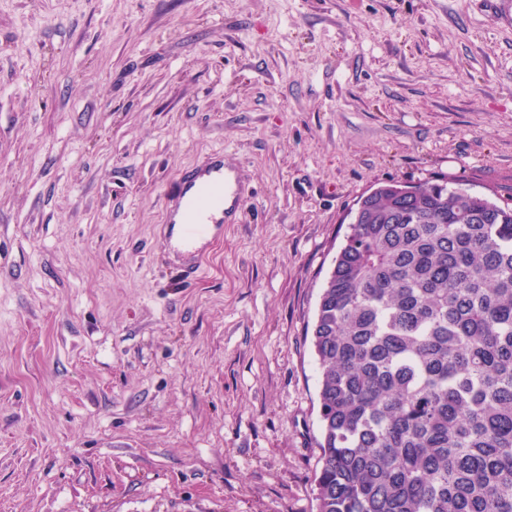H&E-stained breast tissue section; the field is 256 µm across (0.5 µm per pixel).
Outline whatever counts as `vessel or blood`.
<instances>
[{
    "label": "vessel or blood",
    "instance_id": "1",
    "mask_svg": "<svg viewBox=\"0 0 512 512\" xmlns=\"http://www.w3.org/2000/svg\"><path fill=\"white\" fill-rule=\"evenodd\" d=\"M241 190L238 171L225 166L223 155H214L204 164L183 170L179 197L167 215L168 225L178 229V246L196 256L195 261L180 268L183 281L201 276L203 262L197 257L198 245L212 229L222 228L225 219L233 215Z\"/></svg>",
    "mask_w": 512,
    "mask_h": 512
}]
</instances>
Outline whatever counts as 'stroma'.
<instances>
[{"mask_svg": "<svg viewBox=\"0 0 512 512\" xmlns=\"http://www.w3.org/2000/svg\"><path fill=\"white\" fill-rule=\"evenodd\" d=\"M0 0V512H318L311 327L377 184L512 199V0ZM243 169L194 282L180 171Z\"/></svg>", "mask_w": 512, "mask_h": 512, "instance_id": "35a3bbf8", "label": "stroma"}]
</instances>
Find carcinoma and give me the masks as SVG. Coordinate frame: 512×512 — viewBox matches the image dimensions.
<instances>
[{"label":"carcinoma","instance_id":"carcinoma-1","mask_svg":"<svg viewBox=\"0 0 512 512\" xmlns=\"http://www.w3.org/2000/svg\"><path fill=\"white\" fill-rule=\"evenodd\" d=\"M322 287L319 512H512V204L360 198Z\"/></svg>","mask_w":512,"mask_h":512}]
</instances>
